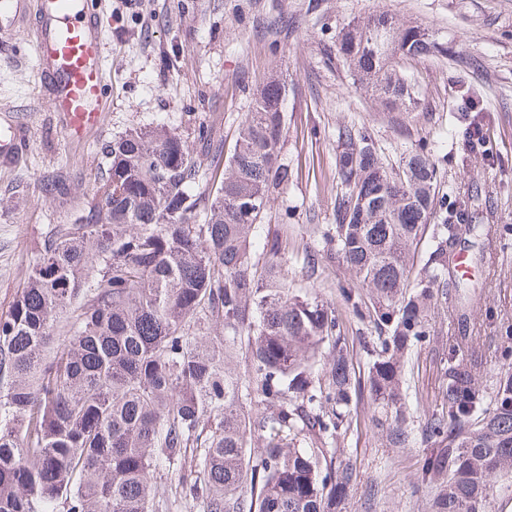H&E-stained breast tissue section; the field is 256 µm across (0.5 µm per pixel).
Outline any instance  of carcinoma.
I'll list each match as a JSON object with an SVG mask.
<instances>
[{"mask_svg": "<svg viewBox=\"0 0 512 512\" xmlns=\"http://www.w3.org/2000/svg\"><path fill=\"white\" fill-rule=\"evenodd\" d=\"M447 55L386 12L336 33V61L389 114L420 105L404 62ZM283 104L269 80L224 177L203 185L174 130L106 145L97 201L45 243L0 316V512H344L358 473L337 450L354 403L385 447L427 448L414 479L433 493L430 512H489L512 474V326L492 391L477 323L456 308L440 408L418 425L407 383L448 250L478 225L464 204L448 211L425 146L388 169L370 135L338 130L345 189L323 258L351 276L348 314L375 329L357 337L358 362L336 307L288 279V237L262 224L290 177Z\"/></svg>", "mask_w": 512, "mask_h": 512, "instance_id": "obj_1", "label": "carcinoma"}]
</instances>
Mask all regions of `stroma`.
Returning a JSON list of instances; mask_svg holds the SVG:
<instances>
[{
  "label": "stroma",
  "mask_w": 512,
  "mask_h": 512,
  "mask_svg": "<svg viewBox=\"0 0 512 512\" xmlns=\"http://www.w3.org/2000/svg\"><path fill=\"white\" fill-rule=\"evenodd\" d=\"M37 0H15L0 18V132L20 128L15 157L0 162V315L42 255L53 228L95 202L105 168L104 146L133 127L165 125L188 136L205 175L207 145L230 153L238 124L270 78L286 89L281 163L291 176L272 195L264 221L287 231L283 264L296 286L316 289L343 307L345 268L322 263L310 272L298 261L322 253L343 185L337 174V132L370 133L386 167L423 143L431 149L439 191L467 202L474 223L492 238L468 236L457 247L465 272H451L480 329L475 345L494 357L502 317L512 318V0H98L108 44L102 126L67 140L47 90L36 78L31 31ZM383 9L447 40L446 57L405 61L421 91L417 112L394 121L355 87L336 62V33L348 21ZM471 59L459 66L456 56ZM484 109L486 152L463 139L467 100ZM58 178L69 193L42 196L41 182ZM431 343L412 353L408 396L416 421L435 409L437 365L454 325L447 300L431 313ZM358 472L346 512H429L427 491L413 475L425 449L386 448L365 410L343 443Z\"/></svg>",
  "instance_id": "stroma-1"
}]
</instances>
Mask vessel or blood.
<instances>
[{"label":"vessel or blood","instance_id":"vessel-or-blood-1","mask_svg":"<svg viewBox=\"0 0 512 512\" xmlns=\"http://www.w3.org/2000/svg\"><path fill=\"white\" fill-rule=\"evenodd\" d=\"M34 49L51 111L69 139L82 140L104 121L105 42L90 0H39Z\"/></svg>","mask_w":512,"mask_h":512}]
</instances>
